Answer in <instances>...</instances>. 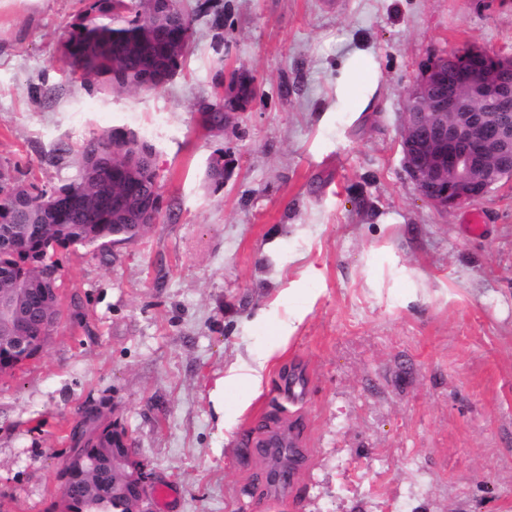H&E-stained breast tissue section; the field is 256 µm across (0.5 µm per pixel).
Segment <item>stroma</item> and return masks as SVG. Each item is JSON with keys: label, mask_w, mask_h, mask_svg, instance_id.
I'll list each match as a JSON object with an SVG mask.
<instances>
[{"label": "stroma", "mask_w": 512, "mask_h": 512, "mask_svg": "<svg viewBox=\"0 0 512 512\" xmlns=\"http://www.w3.org/2000/svg\"><path fill=\"white\" fill-rule=\"evenodd\" d=\"M178 5L181 67L119 92L58 63L82 0H0V167L58 186L84 143L126 130L152 146L161 196L137 242L59 252L62 318L0 374V512H47L78 412L102 402L173 491L154 512H512V183L440 214L400 143L429 58L512 54V0ZM357 51L378 73L362 111L337 92ZM233 69L256 98L207 131L199 106ZM217 156L219 187L205 178ZM302 306L262 392L225 387L216 414V381L277 348ZM293 424L301 455L280 492L260 442Z\"/></svg>", "instance_id": "35a3bbf8"}]
</instances>
